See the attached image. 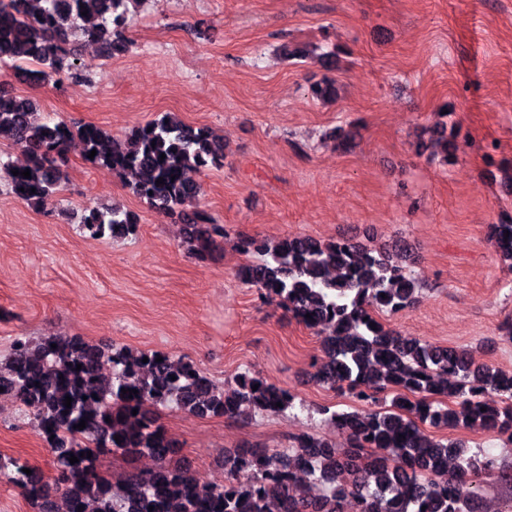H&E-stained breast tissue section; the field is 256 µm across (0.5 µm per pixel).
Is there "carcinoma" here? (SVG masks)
<instances>
[{"mask_svg":"<svg viewBox=\"0 0 512 512\" xmlns=\"http://www.w3.org/2000/svg\"><path fill=\"white\" fill-rule=\"evenodd\" d=\"M140 2L0 0V62L25 67L40 85L81 82L71 38L108 57L124 54L131 9ZM311 93L334 98L336 82L325 76ZM35 110L33 100L0 90V139L25 156L24 163L7 165L15 198L35 209L54 204L66 178L65 148L76 138L84 155L97 151L91 164L124 178L150 207L180 216L199 260H208L227 236L204 212L186 211L201 193L187 171L224 167L223 142L209 129L167 113L117 138L92 123L40 121ZM447 130L435 127L417 151L432 145L448 160ZM26 169L29 178L11 174ZM137 222L132 212L92 207L80 229L93 240L114 239ZM489 238L512 268V222L489 225ZM237 249L259 257L237 268L243 285L278 297L307 328H328L314 379L360 405L390 395L389 407H324L347 447L303 432L283 448H238L224 455V483L214 484L174 462L177 441L158 424V414L173 407L227 419L246 411L276 414L294 407L291 392L246 372L233 390H219L194 362L165 352L104 347L75 336H18L0 359V398L36 408L34 426L53 454L56 475L50 481L28 463L0 455V482L22 488L36 512H57L60 489L67 512H349L351 504L355 512H482L483 480L512 483V471L497 457L440 435L461 428L512 442V370L477 363L463 348L395 336L378 320L416 301V280L394 261L403 247L391 253L348 239L287 235L274 243L243 237ZM82 420L86 427L75 428ZM88 451L91 457L81 456ZM103 453L148 456L154 466L117 482L99 466ZM72 454L79 462L70 463Z\"/></svg>","mask_w":512,"mask_h":512,"instance_id":"carcinoma-1","label":"carcinoma"}]
</instances>
